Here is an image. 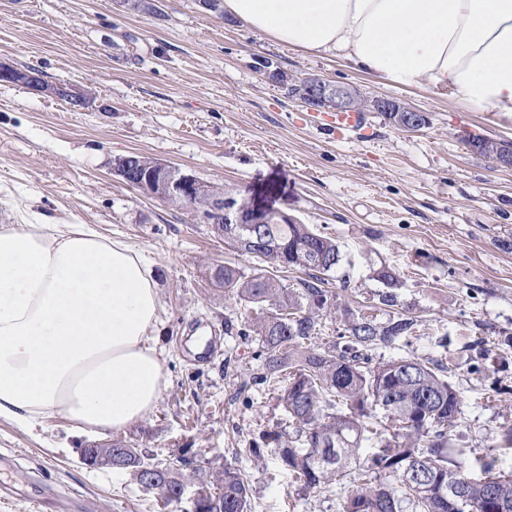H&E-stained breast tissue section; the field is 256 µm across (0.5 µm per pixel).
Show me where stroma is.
Returning <instances> with one entry per match:
<instances>
[{"mask_svg":"<svg viewBox=\"0 0 512 512\" xmlns=\"http://www.w3.org/2000/svg\"><path fill=\"white\" fill-rule=\"evenodd\" d=\"M159 14L117 11L112 0H0V63L69 83L88 102L0 83V213L19 224H87L148 262L161 304L154 335L167 387L154 410L120 431H80L53 416L30 426L0 417V512H180L128 472L90 468L79 450L123 440L176 463L203 455L250 480L251 512H341L346 488H299L271 451L288 414L256 383L265 354L247 332L258 309L209 271L239 257L211 225L121 181L115 159L141 153L334 239L324 339L360 313L388 319L380 266L398 274L400 309L415 336L376 346L371 362L403 357L446 366L461 396L448 438L460 461L482 455L512 426V170L467 149L475 133L512 140V118L456 103L275 42L197 0H156ZM287 75L315 73L369 96L406 100L431 123L408 132L368 114L330 139L320 119L265 80L261 61Z\"/></svg>","mask_w":512,"mask_h":512,"instance_id":"1","label":"stroma"}]
</instances>
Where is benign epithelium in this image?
Here are the masks:
<instances>
[{"mask_svg":"<svg viewBox=\"0 0 512 512\" xmlns=\"http://www.w3.org/2000/svg\"><path fill=\"white\" fill-rule=\"evenodd\" d=\"M259 71L268 81L288 89V97L303 103L316 112H384L396 113L397 123L406 129H418L427 124L428 116L401 99L368 97L350 84H334L317 75L301 77L286 75L268 61L260 63ZM0 81L26 87L34 93L55 94L66 91L77 103H84V95L64 84L48 87L41 83V75L30 68L17 69L0 64ZM128 157L117 160L113 171L125 183L160 199L177 197L184 207L192 210L205 224H271L274 219L292 220L286 213L257 208L249 202H238L232 196L215 193L212 185L196 174L161 162L157 159L134 175ZM82 460L91 468L112 467V449L91 445L81 450Z\"/></svg>","mask_w":512,"mask_h":512,"instance_id":"1","label":"benign epithelium"}]
</instances>
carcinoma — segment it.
Masks as SVG:
<instances>
[{"mask_svg":"<svg viewBox=\"0 0 512 512\" xmlns=\"http://www.w3.org/2000/svg\"><path fill=\"white\" fill-rule=\"evenodd\" d=\"M214 233L241 255L277 270L299 269L304 278L288 289L269 275L245 276L232 264L211 277L239 302L262 310L254 325L266 353L258 377L277 390L292 431L273 437V452L301 489L349 480L342 512H512V471L495 472L490 459L512 454V427L485 455L465 465L448 455V433L460 422L459 393L443 369L419 358L368 365L367 351L414 335L417 320L397 314L378 323L360 314L348 321L342 343L319 338V314L327 302L328 273L340 262L336 242L297 221L260 224L257 232L217 224ZM384 412L376 420L375 411ZM118 468L128 470L164 506L181 502L190 484L199 489L186 512H249L247 475L231 464L208 472L192 456L173 466L146 463L137 449L112 442ZM460 480L463 494L449 492Z\"/></svg>","mask_w":512,"mask_h":512,"instance_id":"carcinoma-1","label":"carcinoma"}]
</instances>
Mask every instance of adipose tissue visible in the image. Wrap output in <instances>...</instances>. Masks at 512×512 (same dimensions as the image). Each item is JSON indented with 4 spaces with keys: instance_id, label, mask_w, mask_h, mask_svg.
Instances as JSON below:
<instances>
[{
    "instance_id": "obj_1",
    "label": "adipose tissue",
    "mask_w": 512,
    "mask_h": 512,
    "mask_svg": "<svg viewBox=\"0 0 512 512\" xmlns=\"http://www.w3.org/2000/svg\"><path fill=\"white\" fill-rule=\"evenodd\" d=\"M254 31L512 115V0H223ZM152 270L84 224L0 225V416L118 431L166 388Z\"/></svg>"
}]
</instances>
